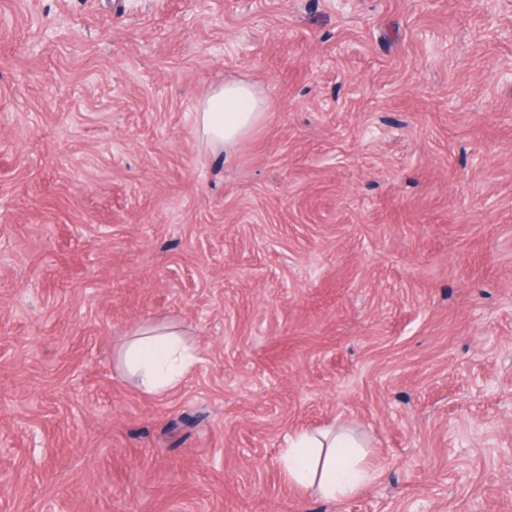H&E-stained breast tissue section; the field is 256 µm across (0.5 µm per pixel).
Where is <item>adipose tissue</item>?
Listing matches in <instances>:
<instances>
[{
  "label": "adipose tissue",
  "instance_id": "adipose-tissue-1",
  "mask_svg": "<svg viewBox=\"0 0 512 512\" xmlns=\"http://www.w3.org/2000/svg\"><path fill=\"white\" fill-rule=\"evenodd\" d=\"M264 112L261 91L241 80L228 81L199 102L196 134L212 150L229 152L262 123ZM195 361L193 348L174 325L139 326L116 353L118 368L153 395L178 386ZM281 465L289 482L331 502L352 497L378 477L377 470L363 463L356 439L344 429L295 434L282 452Z\"/></svg>",
  "mask_w": 512,
  "mask_h": 512
}]
</instances>
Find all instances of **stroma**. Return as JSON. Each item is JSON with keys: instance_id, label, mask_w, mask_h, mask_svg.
<instances>
[{"instance_id": "1", "label": "stroma", "mask_w": 512, "mask_h": 512, "mask_svg": "<svg viewBox=\"0 0 512 512\" xmlns=\"http://www.w3.org/2000/svg\"><path fill=\"white\" fill-rule=\"evenodd\" d=\"M335 427L340 503L280 466ZM0 512H512V0H0ZM265 98L245 81H224L204 97L195 112L198 138L213 151H232L263 121ZM116 353L117 367L146 393L163 395L192 371L194 350L174 325L145 324ZM357 448L362 446L344 429L300 432L283 449L281 467L292 484L314 489L324 500L342 502L379 476L363 463Z\"/></svg>"}]
</instances>
